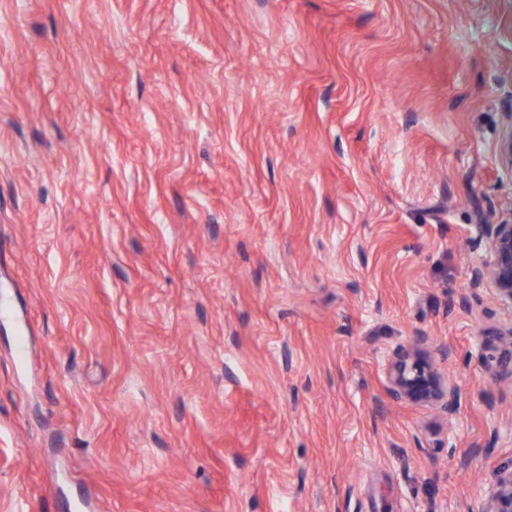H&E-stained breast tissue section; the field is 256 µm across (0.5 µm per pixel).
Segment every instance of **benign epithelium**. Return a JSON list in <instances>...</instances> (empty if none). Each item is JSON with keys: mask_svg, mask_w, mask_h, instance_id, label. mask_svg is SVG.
<instances>
[{"mask_svg": "<svg viewBox=\"0 0 512 512\" xmlns=\"http://www.w3.org/2000/svg\"><path fill=\"white\" fill-rule=\"evenodd\" d=\"M478 237L486 240L488 259L470 272L468 293L485 284L494 287L498 300L512 303V221L476 225ZM504 363L512 365V326L493 331ZM448 350L419 336L399 349L385 365L389 397L395 402L438 409L445 418L456 414L461 403L460 388L444 368ZM468 512H512V466L502 469L484 494L480 506Z\"/></svg>", "mask_w": 512, "mask_h": 512, "instance_id": "7a95c632", "label": "benign epithelium"}]
</instances>
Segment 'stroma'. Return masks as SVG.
I'll return each instance as SVG.
<instances>
[{"label":"stroma","mask_w":512,"mask_h":512,"mask_svg":"<svg viewBox=\"0 0 512 512\" xmlns=\"http://www.w3.org/2000/svg\"><path fill=\"white\" fill-rule=\"evenodd\" d=\"M511 136L512 0H0V512L477 504ZM478 237L486 240L488 259L470 272L468 293L476 294L491 283L498 300L512 303V221L480 224ZM447 360L446 348L434 346L428 337H417L385 365L389 397L395 402L436 408L448 420L459 409L461 391L443 366Z\"/></svg>","instance_id":"obj_1"}]
</instances>
